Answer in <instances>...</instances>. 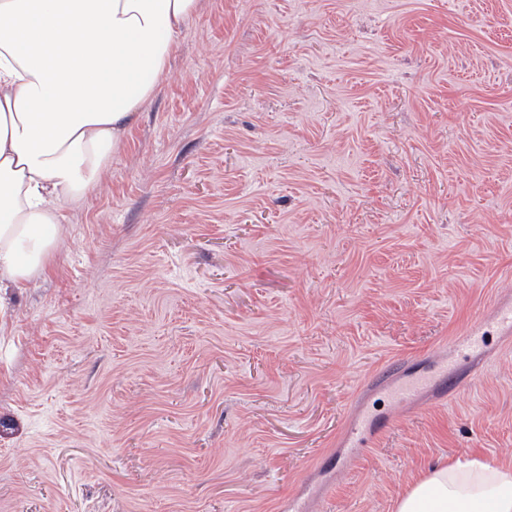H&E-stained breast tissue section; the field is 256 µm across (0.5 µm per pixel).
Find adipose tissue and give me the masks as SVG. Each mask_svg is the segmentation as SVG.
<instances>
[{
	"mask_svg": "<svg viewBox=\"0 0 512 512\" xmlns=\"http://www.w3.org/2000/svg\"><path fill=\"white\" fill-rule=\"evenodd\" d=\"M199 0H0V288L41 276ZM395 512H512V466H432Z\"/></svg>",
	"mask_w": 512,
	"mask_h": 512,
	"instance_id": "adipose-tissue-1",
	"label": "adipose tissue"
}]
</instances>
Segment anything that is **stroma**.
<instances>
[{
  "mask_svg": "<svg viewBox=\"0 0 512 512\" xmlns=\"http://www.w3.org/2000/svg\"><path fill=\"white\" fill-rule=\"evenodd\" d=\"M62 214L0 292V512H395L512 463V335L451 343L512 301V0H200ZM455 365H448V360H444L435 367V373L430 371L415 372L405 379L400 384L395 386L390 396L398 403L405 402L412 398L415 394L424 390L438 374L439 380L446 384L449 380H453L452 368Z\"/></svg>",
  "mask_w": 512,
  "mask_h": 512,
  "instance_id": "35a3bbf8",
  "label": "stroma"
}]
</instances>
